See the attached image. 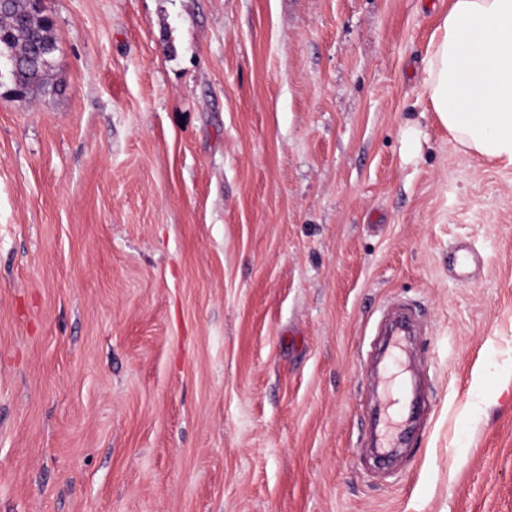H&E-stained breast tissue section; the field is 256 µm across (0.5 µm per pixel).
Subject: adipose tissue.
<instances>
[{
    "label": "adipose tissue",
    "instance_id": "ef3b65f1",
    "mask_svg": "<svg viewBox=\"0 0 512 512\" xmlns=\"http://www.w3.org/2000/svg\"><path fill=\"white\" fill-rule=\"evenodd\" d=\"M423 81L437 122L462 152L512 166V0H448Z\"/></svg>",
    "mask_w": 512,
    "mask_h": 512
}]
</instances>
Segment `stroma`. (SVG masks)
I'll return each instance as SVG.
<instances>
[{
	"instance_id": "35a3bbf8",
	"label": "stroma",
	"mask_w": 512,
	"mask_h": 512,
	"mask_svg": "<svg viewBox=\"0 0 512 512\" xmlns=\"http://www.w3.org/2000/svg\"><path fill=\"white\" fill-rule=\"evenodd\" d=\"M43 7L63 93L0 78V512H512V167L430 108L448 0ZM399 304L426 406L380 470Z\"/></svg>"
}]
</instances>
